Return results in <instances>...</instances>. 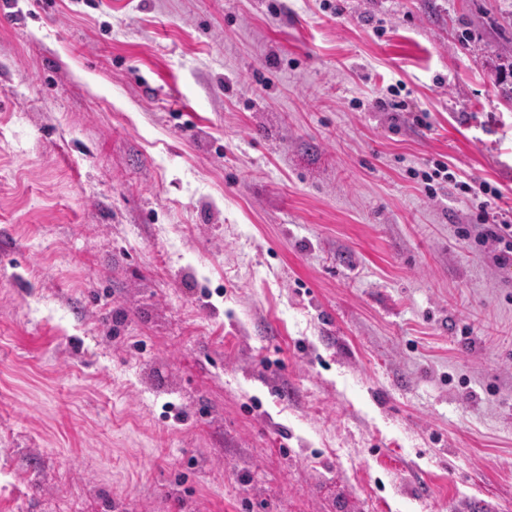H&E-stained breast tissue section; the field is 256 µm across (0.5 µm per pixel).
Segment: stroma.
Wrapping results in <instances>:
<instances>
[{"label": "stroma", "mask_w": 512, "mask_h": 512, "mask_svg": "<svg viewBox=\"0 0 512 512\" xmlns=\"http://www.w3.org/2000/svg\"><path fill=\"white\" fill-rule=\"evenodd\" d=\"M511 7L0 0V512H512ZM436 168L434 169L433 173H424L423 174V180H425V186L424 190L428 197L435 198L437 197V189L433 187L429 182H433L436 178H441V180L444 181H453L455 183L456 189L459 191L462 195H476L475 189L473 186H471L468 182L464 181H458L451 173H448V164L444 162H436L435 163ZM443 174V175H442ZM485 203L483 223H489L491 219L493 224H475V241L480 245L489 242L499 245L502 253L499 259L506 261L507 255L511 254L512 249V208L510 210L503 209L494 202L496 210L490 216L486 210L488 207H491V210L494 208H492L490 200H486Z\"/></svg>", "instance_id": "1"}]
</instances>
